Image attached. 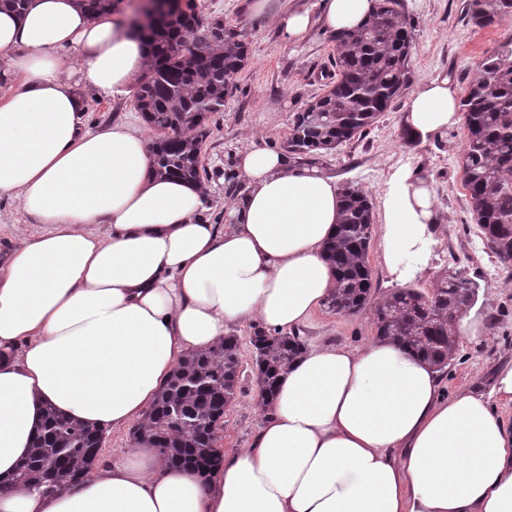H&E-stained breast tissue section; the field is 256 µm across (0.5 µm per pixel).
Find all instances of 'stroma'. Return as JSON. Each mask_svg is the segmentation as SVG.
<instances>
[{"label":"stroma","instance_id":"35a3bbf8","mask_svg":"<svg viewBox=\"0 0 512 512\" xmlns=\"http://www.w3.org/2000/svg\"><path fill=\"white\" fill-rule=\"evenodd\" d=\"M205 15L222 19L250 51L247 66L233 80V90L223 111L211 114L208 134L201 148L202 180L210 189L211 223L227 224L224 202L237 188L230 179L235 153L250 133L262 135L267 145L284 151L289 127L296 112L323 93L335 72L334 42L316 30L299 47L285 45L277 27L252 18L246 0H198ZM466 0H400V10L413 27V82L446 77L466 94L478 62L487 51L512 39V16L480 28L465 10ZM85 102L84 121L98 130L115 124L143 125L133 95L111 97L85 84H78ZM403 99L382 113L367 132L317 158V166L335 178L338 185L350 184L377 199L392 167L410 163L418 167L432 186L440 222L435 227V245L420 265L411 287L428 292L448 272L459 271L478 286L476 308L486 315L489 334L478 343L460 339L458 350L442 374L446 397L471 390L493 400L492 386L498 370L512 364V271L488 249L474 220L469 196L463 186L457 158L466 138L464 126L418 144L408 142L401 123ZM40 229L21 200L0 199V253L7 252L22 236ZM252 321L230 326L238 336L241 373L237 396L224 413L220 448L225 455L247 447L261 424L252 409L258 397L253 353L249 338ZM308 345L327 343L358 348L375 336L371 316H344L320 308L300 327Z\"/></svg>","mask_w":512,"mask_h":512}]
</instances>
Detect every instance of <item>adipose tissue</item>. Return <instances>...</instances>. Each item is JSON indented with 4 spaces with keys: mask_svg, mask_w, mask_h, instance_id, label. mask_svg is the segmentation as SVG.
I'll return each mask as SVG.
<instances>
[{
    "mask_svg": "<svg viewBox=\"0 0 512 512\" xmlns=\"http://www.w3.org/2000/svg\"><path fill=\"white\" fill-rule=\"evenodd\" d=\"M376 6L250 9L297 45L317 26L352 31ZM149 61L124 22L76 0L0 9V198H20L42 226L0 260V512H512V423L483 396L443 399L437 372L377 337L308 350L249 447L208 478L137 445L64 491L12 487L44 405L101 430L141 422L183 353L247 319L295 330L336 287L324 247L343 197L317 166L248 137L233 168L243 188L219 226L205 219L207 186L153 175L143 129L86 128L74 75L123 95ZM462 121L439 77L402 114L421 143ZM378 213L382 262L406 282L439 221L417 167L392 169Z\"/></svg>",
    "mask_w": 512,
    "mask_h": 512,
    "instance_id": "adipose-tissue-1",
    "label": "adipose tissue"
}]
</instances>
